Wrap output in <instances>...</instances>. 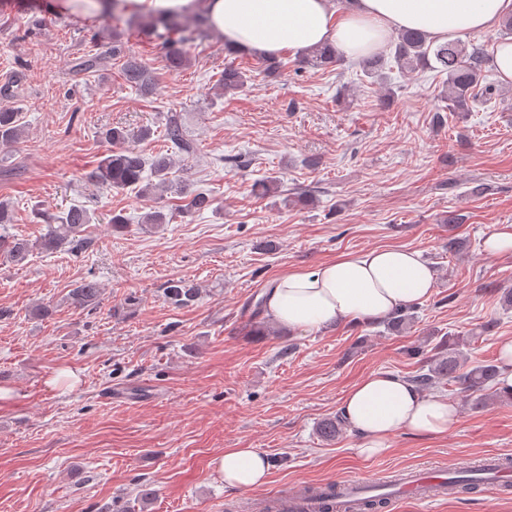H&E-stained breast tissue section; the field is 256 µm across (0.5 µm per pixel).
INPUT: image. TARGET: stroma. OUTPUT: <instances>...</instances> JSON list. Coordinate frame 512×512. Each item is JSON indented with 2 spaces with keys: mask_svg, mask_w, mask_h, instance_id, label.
<instances>
[{
  "mask_svg": "<svg viewBox=\"0 0 512 512\" xmlns=\"http://www.w3.org/2000/svg\"><path fill=\"white\" fill-rule=\"evenodd\" d=\"M116 40L152 69V94L131 90L113 59L77 71ZM302 59L284 51L270 79L259 55L228 58L211 32L172 71L127 22L62 12L56 0H0V88L24 122L19 143L0 148V201L14 209L7 232L36 240L46 231L40 211L96 214L87 249H36L20 265L0 256V512H258L270 495L339 479L376 485L431 466L512 463V400L476 409L444 386L438 394L460 411L447 435L399 436L365 460L352 431L331 441L317 432L353 384L377 370L416 374V349L442 336L470 337L471 362L498 360L512 339V310L500 304L512 256L483 249L512 225V84L490 74L487 103L439 124L436 71L396 68L374 83L356 60L321 70ZM231 62L251 79L227 94L219 79ZM172 118L193 155L165 140ZM114 126L145 158L172 154L170 223L143 224L154 200L138 190L87 181ZM270 179L276 189L263 193ZM197 192L213 204L187 213ZM115 213L127 217L123 228L109 224ZM451 213L458 223H447ZM452 237L459 252L448 250ZM388 246L422 251L438 272L411 329L291 335L262 317L247 324L244 306L282 272ZM87 278L103 290L95 309L68 300ZM179 278L199 289L190 306L163 296ZM37 305L49 314L34 316ZM63 371L76 374L73 388L51 385ZM228 448L267 453V482L225 488L215 460ZM395 512H512V492L486 486Z\"/></svg>",
  "mask_w": 512,
  "mask_h": 512,
  "instance_id": "stroma-1",
  "label": "stroma"
}]
</instances>
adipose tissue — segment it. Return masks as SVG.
I'll return each instance as SVG.
<instances>
[{
  "mask_svg": "<svg viewBox=\"0 0 512 512\" xmlns=\"http://www.w3.org/2000/svg\"><path fill=\"white\" fill-rule=\"evenodd\" d=\"M130 14L172 16L205 13L222 39L262 56L301 53L333 45L358 59L384 51L390 37L417 29L445 42L496 31L512 16V0H121ZM437 272L420 251L376 248L349 252L310 269L277 276L265 293V317L290 332L330 324L386 320L419 303L436 288ZM342 420L360 436V457L387 453L400 434L438 437L454 429L458 407L438 394L419 391L406 378L377 371L341 399ZM216 466L227 487L264 485L270 458L255 448L225 449Z\"/></svg>",
  "mask_w": 512,
  "mask_h": 512,
  "instance_id": "ef3b65f1",
  "label": "adipose tissue"
}]
</instances>
